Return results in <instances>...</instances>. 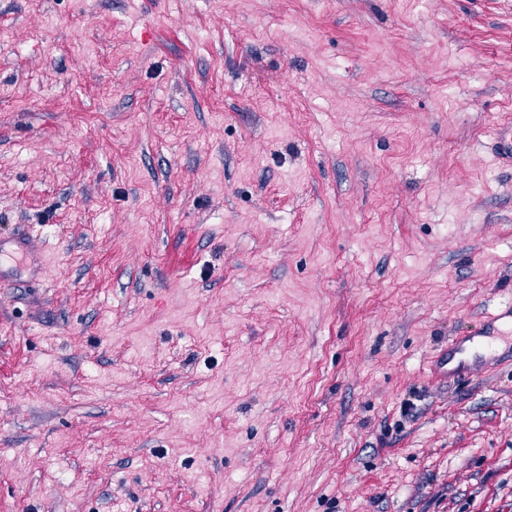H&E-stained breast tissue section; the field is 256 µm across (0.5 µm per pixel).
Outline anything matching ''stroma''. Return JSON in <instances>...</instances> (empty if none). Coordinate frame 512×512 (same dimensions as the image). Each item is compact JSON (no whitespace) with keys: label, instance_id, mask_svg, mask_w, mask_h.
Segmentation results:
<instances>
[{"label":"stroma","instance_id":"1","mask_svg":"<svg viewBox=\"0 0 512 512\" xmlns=\"http://www.w3.org/2000/svg\"><path fill=\"white\" fill-rule=\"evenodd\" d=\"M512 0H0V512H512ZM493 350L491 336H485L477 341L455 337L448 341V350H445L435 361L431 370L448 380H458L471 372L474 367L479 366L476 364L478 358L483 356L491 358ZM454 360L457 361L456 365L449 368L448 365ZM473 360L475 363L472 362Z\"/></svg>","mask_w":512,"mask_h":512}]
</instances>
